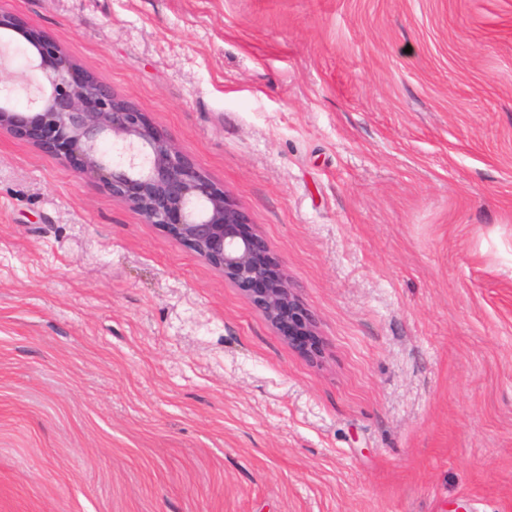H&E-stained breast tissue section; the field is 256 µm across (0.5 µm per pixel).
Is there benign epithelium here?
I'll return each instance as SVG.
<instances>
[{"label":"benign epithelium","instance_id":"benign-epithelium-1","mask_svg":"<svg viewBox=\"0 0 512 512\" xmlns=\"http://www.w3.org/2000/svg\"><path fill=\"white\" fill-rule=\"evenodd\" d=\"M17 30L36 54L21 71L0 65L10 80L6 85L0 79V131L46 153L77 160L80 171L112 198L162 227L245 292L301 355L316 358L320 341L314 315L230 194L215 186L174 138L153 126L133 103L50 48L41 31L0 13V31ZM22 85L36 90L29 103L37 111L14 106L12 94ZM109 141L122 144L117 160L102 148Z\"/></svg>","mask_w":512,"mask_h":512}]
</instances>
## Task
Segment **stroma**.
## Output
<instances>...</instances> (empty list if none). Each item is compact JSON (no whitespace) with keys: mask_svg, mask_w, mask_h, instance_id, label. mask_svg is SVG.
I'll return each mask as SVG.
<instances>
[{"mask_svg":"<svg viewBox=\"0 0 512 512\" xmlns=\"http://www.w3.org/2000/svg\"><path fill=\"white\" fill-rule=\"evenodd\" d=\"M168 132L313 312L0 133V512H512V0H0Z\"/></svg>","mask_w":512,"mask_h":512,"instance_id":"stroma-1","label":"stroma"}]
</instances>
